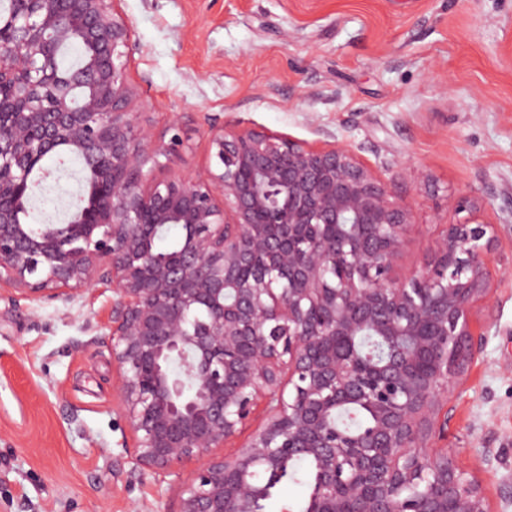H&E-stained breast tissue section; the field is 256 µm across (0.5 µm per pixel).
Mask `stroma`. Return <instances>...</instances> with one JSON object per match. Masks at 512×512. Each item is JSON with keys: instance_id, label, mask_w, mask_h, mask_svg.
I'll return each instance as SVG.
<instances>
[{"instance_id": "obj_1", "label": "stroma", "mask_w": 512, "mask_h": 512, "mask_svg": "<svg viewBox=\"0 0 512 512\" xmlns=\"http://www.w3.org/2000/svg\"><path fill=\"white\" fill-rule=\"evenodd\" d=\"M128 79L156 138L181 118L170 174L211 162L237 124L311 148L351 147L414 224L398 272L422 270L450 199L499 226L493 327L438 448L512 512V0H119ZM111 293L0 294V512H177L168 482L133 476Z\"/></svg>"}]
</instances>
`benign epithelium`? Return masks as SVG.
<instances>
[{"label": "benign epithelium", "mask_w": 512, "mask_h": 512, "mask_svg": "<svg viewBox=\"0 0 512 512\" xmlns=\"http://www.w3.org/2000/svg\"><path fill=\"white\" fill-rule=\"evenodd\" d=\"M118 0H23L0 16V292L75 302L115 295L107 326L133 472L177 482L178 512H255L256 472L311 459L308 512H492L480 483L431 439L443 403L486 341L471 309L490 298L496 225H446L431 262L396 268L412 213L389 178L346 146L310 148L263 130L214 126V166L161 178L157 140L132 107V25ZM91 49L62 69L56 50ZM65 147L109 178L94 220L26 224L14 199L35 160ZM164 224L187 228L158 257ZM361 336H382L380 362ZM266 416L249 443L216 453ZM367 405L354 436L333 409ZM197 466L184 473L187 463Z\"/></svg>", "instance_id": "7a95c632"}]
</instances>
